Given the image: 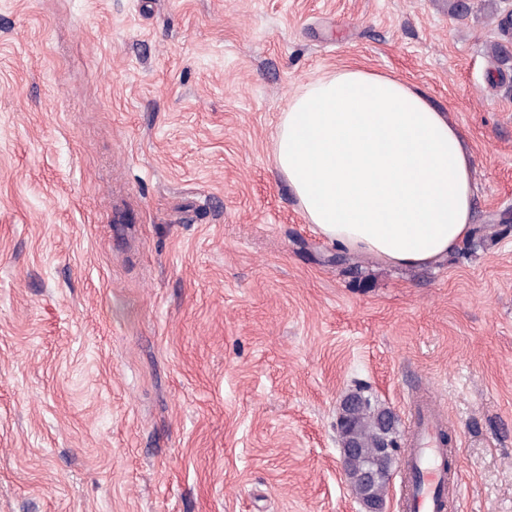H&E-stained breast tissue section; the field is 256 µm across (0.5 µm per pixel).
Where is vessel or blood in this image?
Segmentation results:
<instances>
[{
  "mask_svg": "<svg viewBox=\"0 0 512 512\" xmlns=\"http://www.w3.org/2000/svg\"><path fill=\"white\" fill-rule=\"evenodd\" d=\"M441 427L434 402L415 408L405 459V471L415 482L406 491L403 512H444L448 475L436 461Z\"/></svg>",
  "mask_w": 512,
  "mask_h": 512,
  "instance_id": "vessel-or-blood-1",
  "label": "vessel or blood"
}]
</instances>
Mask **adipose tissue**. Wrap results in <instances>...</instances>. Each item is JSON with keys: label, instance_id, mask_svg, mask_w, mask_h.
Listing matches in <instances>:
<instances>
[{"label": "adipose tissue", "instance_id": "ef3b65f1", "mask_svg": "<svg viewBox=\"0 0 512 512\" xmlns=\"http://www.w3.org/2000/svg\"><path fill=\"white\" fill-rule=\"evenodd\" d=\"M278 171L307 223L396 266L437 261L472 232V159L460 130L397 78L343 68L283 112Z\"/></svg>", "mask_w": 512, "mask_h": 512}]
</instances>
